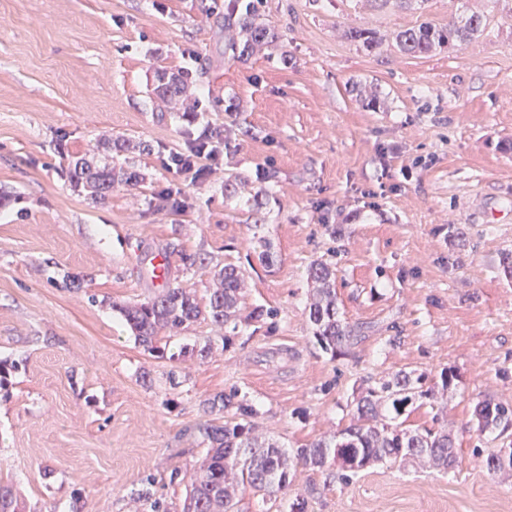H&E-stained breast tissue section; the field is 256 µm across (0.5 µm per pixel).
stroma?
Masks as SVG:
<instances>
[{
	"mask_svg": "<svg viewBox=\"0 0 512 512\" xmlns=\"http://www.w3.org/2000/svg\"><path fill=\"white\" fill-rule=\"evenodd\" d=\"M224 3L0 0V480L32 512H148L144 488L176 507L206 451V399L237 392L256 434L292 452L411 372L443 400L400 420L447 427L455 467H300L288 501L512 512V469L488 471L498 442L475 418L480 401L512 404V0H260L278 39L242 60L224 51ZM464 13L487 16L481 36L420 57L395 46L394 32ZM352 26L380 48L347 39ZM161 70L192 74L197 108L154 98ZM204 129L219 165L169 169ZM91 150L138 186L103 200L72 187L70 162ZM157 253L202 302L215 270L241 268L236 323L201 319L166 332L164 356L145 352L120 308L158 295ZM320 261L362 336L336 355L308 318Z\"/></svg>",
	"mask_w": 512,
	"mask_h": 512,
	"instance_id": "obj_1",
	"label": "stroma"
}]
</instances>
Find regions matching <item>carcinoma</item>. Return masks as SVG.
Wrapping results in <instances>:
<instances>
[{
  "label": "carcinoma",
  "mask_w": 512,
  "mask_h": 512,
  "mask_svg": "<svg viewBox=\"0 0 512 512\" xmlns=\"http://www.w3.org/2000/svg\"><path fill=\"white\" fill-rule=\"evenodd\" d=\"M232 0L224 12V49L243 57L254 47L272 43L274 31L262 21L251 3L238 5ZM484 16L472 14L460 24L437 27L423 23L417 27L400 30L395 43L406 55L419 56L463 44L484 31ZM351 40L368 50L376 49L381 41L377 33L368 28L348 30ZM189 73L166 77L161 73L157 95L169 103L183 102L191 96ZM69 179L76 186L90 190L99 199H106L115 184L136 186L139 174L134 170L116 168L110 162L97 163L85 157L74 160L69 167ZM310 279L316 284L309 306V320L315 327L314 336L325 349L332 352L347 350L357 340L355 330L339 318L336 307L335 273L324 262H315L308 269ZM219 287L212 290L206 304H201L195 293L181 285H170L163 293L144 302H134L121 307V313L139 345L148 353L164 354L158 333L162 329L179 330L200 318H207L219 328L237 316L243 303V273L233 265H226L214 272ZM425 398L435 406L433 389H422V376L410 373L384 381L370 389L357 404V423L345 428L331 438L315 439L289 455L275 442L260 440L251 435L248 418L252 406L244 401L219 394L209 400V408L227 414L221 424L205 423L199 427L202 442L207 445L205 458L199 472L191 481L181 512H238L237 492L248 489L276 506V512H285L279 495L286 494L291 485L290 473L296 466L330 471L339 468L344 476L351 477L360 466H336V460L350 456L359 463L395 461L408 455L426 458L444 471L457 462L456 448L448 432L433 429H398L379 422V408L389 403L395 413L403 405ZM480 431L512 425V406L505 403L483 401L477 407ZM0 512H28L26 503L14 492L12 486L0 481Z\"/></svg>",
  "instance_id": "1"
}]
</instances>
